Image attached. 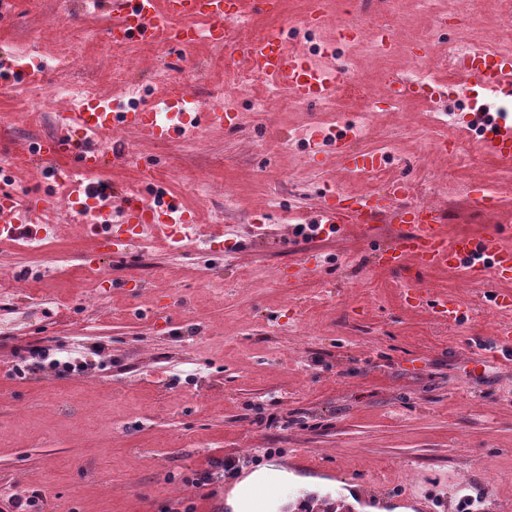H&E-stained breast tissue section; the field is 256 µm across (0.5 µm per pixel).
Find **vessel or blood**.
Segmentation results:
<instances>
[{"mask_svg": "<svg viewBox=\"0 0 512 512\" xmlns=\"http://www.w3.org/2000/svg\"><path fill=\"white\" fill-rule=\"evenodd\" d=\"M117 20L108 34L114 44L136 40L147 44H177L185 48L206 39L220 44L227 24L245 20L249 12L259 11L280 17V0H108ZM173 17H200L208 20L206 29L173 26ZM287 26L268 34L257 46H241L243 60L253 69L267 75L286 89L296 101L318 104L334 95L340 70L338 66L321 68L295 54L285 46ZM466 84L477 85L495 94H512V57H494L474 49L458 56L453 64ZM471 122L482 145L501 162H512V121L491 111L474 113ZM240 124V115L225 111L222 102L213 103L206 111H198L191 89L175 81L168 85L160 110L126 111L124 105L108 100H83L77 111L59 114L54 135L36 141L25 155L10 158L9 166L18 167L40 161L44 170H52L59 159L75 157L85 179L75 184V196L92 200L88 209L76 215L93 250L109 255L123 250L128 243L155 231L162 234L172 249L194 232V218L176 198L149 204L137 196L122 193L103 179L101 173L108 161L123 162L127 152L106 153L92 141L75 142L72 133H97L103 130L134 127L148 130L158 141L179 143L201 130H231ZM350 134L316 130L311 148L320 151L329 146L352 170L378 166L375 154H356L349 148ZM411 185L407 179H396L385 193L361 197H344L332 193L319 205L318 221L336 231L347 224H368L388 217L401 224L402 232L385 252L386 264L402 268L407 258H415L429 268L463 271L469 277L482 279L492 275L512 279V250L504 248L494 233L449 237L440 210L410 201ZM51 192L28 198L24 203L7 199L0 202V232L13 236L25 228L28 238H37L40 227L30 221L32 215L52 205Z\"/></svg>", "mask_w": 512, "mask_h": 512, "instance_id": "1", "label": "vessel or blood"}]
</instances>
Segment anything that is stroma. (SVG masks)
Listing matches in <instances>:
<instances>
[{
  "mask_svg": "<svg viewBox=\"0 0 512 512\" xmlns=\"http://www.w3.org/2000/svg\"><path fill=\"white\" fill-rule=\"evenodd\" d=\"M449 16L448 0H323L326 24L302 27L287 44L311 51L336 24L383 18L387 56L364 45L339 47L356 95L338 91L337 109L268 100L254 83L235 101L234 130H205L164 145L129 128L106 137L130 161L104 178L141 189L139 168L155 165L166 188L198 220V240L177 251L154 237L130 243L89 268L88 244L62 205L68 190L40 168L11 172L10 155L55 130L53 108L34 103L27 83L0 88V194L53 188L54 230L39 253L22 237L0 241V512L12 493H37L42 512H231L226 500L247 474L268 465L308 479V503H335L357 486L352 512H512V352L496 330L511 319L487 305L512 281L474 282L459 270L411 264L388 268L382 251L398 234L381 219L337 233L298 235L317 219L329 188L353 196L408 175L413 199L443 211L449 235L497 231L512 248V165L486 153L468 124L470 105L512 116V96L461 94L449 48L492 39L512 53L506 0H468ZM107 7L66 11L63 0H17L0 21V51L35 64L50 88L93 89L98 98L148 107L168 80L188 83L199 108L224 85L225 47L189 50L131 42L115 50ZM433 41L431 55H417ZM427 69L444 103L414 95L392 104L390 77ZM372 112L353 152L386 149L381 173L346 170L335 154H311V126L354 127ZM456 139L434 143L445 124ZM224 238L214 259L202 241ZM309 266L288 278L290 269ZM115 280L99 281V272ZM453 296L461 328L429 304L406 306L405 292ZM48 346L54 361L32 358ZM84 369L60 372L73 346ZM24 373L9 375L13 357ZM208 485L192 487L200 473Z\"/></svg>",
  "mask_w": 512,
  "mask_h": 512,
  "instance_id": "1",
  "label": "stroma"
}]
</instances>
